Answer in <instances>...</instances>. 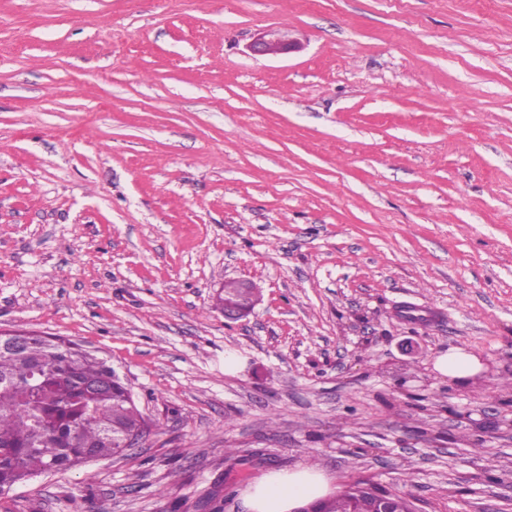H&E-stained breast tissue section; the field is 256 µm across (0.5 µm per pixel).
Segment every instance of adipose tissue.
<instances>
[{
    "label": "adipose tissue",
    "instance_id": "ef3b65f1",
    "mask_svg": "<svg viewBox=\"0 0 512 512\" xmlns=\"http://www.w3.org/2000/svg\"><path fill=\"white\" fill-rule=\"evenodd\" d=\"M327 485L318 470L301 467L272 471L250 485L246 500L251 512H293L301 501L325 497Z\"/></svg>",
    "mask_w": 512,
    "mask_h": 512
}]
</instances>
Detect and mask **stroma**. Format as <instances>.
<instances>
[{
  "mask_svg": "<svg viewBox=\"0 0 512 512\" xmlns=\"http://www.w3.org/2000/svg\"><path fill=\"white\" fill-rule=\"evenodd\" d=\"M1 330L151 429L0 512H249L304 466L512 512V0H0ZM251 48L260 54H284L298 50L299 46L290 39L281 37L266 39L265 36H262L252 44ZM236 282L238 288H241L243 293L251 295L253 306L252 308H243L234 300L227 298L224 299V289L229 288L230 286L225 284L224 288L222 289V293L218 295L217 306H220L222 309L224 308V317L226 319L237 320L247 316L259 301L258 294H256L252 289L255 288V286L251 282L246 280H238ZM479 361L475 356L466 355L459 349L448 352L436 362V369L443 375L457 377L476 370Z\"/></svg>",
  "mask_w": 512,
  "mask_h": 512,
  "instance_id": "stroma-1",
  "label": "stroma"
}]
</instances>
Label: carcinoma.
Listing matches in <instances>:
<instances>
[{
    "instance_id": "1",
    "label": "carcinoma",
    "mask_w": 512,
    "mask_h": 512,
    "mask_svg": "<svg viewBox=\"0 0 512 512\" xmlns=\"http://www.w3.org/2000/svg\"><path fill=\"white\" fill-rule=\"evenodd\" d=\"M145 420L112 365L60 339L32 335L0 352V493L87 452L118 455Z\"/></svg>"
}]
</instances>
